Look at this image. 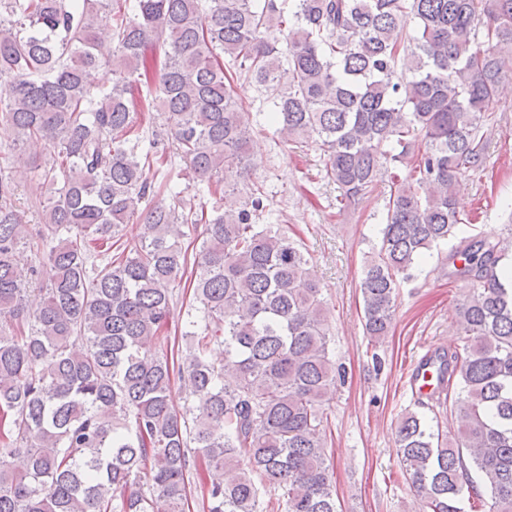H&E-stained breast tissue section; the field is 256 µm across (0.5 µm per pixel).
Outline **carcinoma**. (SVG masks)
<instances>
[{
	"label": "carcinoma",
	"mask_w": 512,
	"mask_h": 512,
	"mask_svg": "<svg viewBox=\"0 0 512 512\" xmlns=\"http://www.w3.org/2000/svg\"><path fill=\"white\" fill-rule=\"evenodd\" d=\"M289 2L0 0V125L14 135L0 166V512H184L193 492L201 512H339L322 406L341 375L311 257L256 223L261 184L239 208L220 205L235 192L224 168L247 170L237 83L274 94L269 119L296 148L317 146L340 204L378 192L391 165L380 245L359 282L376 345L400 276L466 223L455 185L479 168L486 112L512 71V0ZM102 68L109 87L95 80ZM158 119L195 196L216 200L211 215L172 183V154L149 132ZM37 145L53 151L41 170L27 153ZM37 170L56 195L34 233L12 195L17 175ZM135 218L140 242L112 251ZM195 232L191 259L183 240ZM507 257L482 235L448 255L470 284L465 341L426 363L458 434L413 411L396 429L423 512H461L466 493L512 512ZM187 274L190 346L178 360L141 356L165 342L169 285ZM33 281L42 303L30 310ZM177 382L189 392L181 410ZM203 466L224 477L195 490Z\"/></svg>",
	"instance_id": "cac0c4a2"
}]
</instances>
